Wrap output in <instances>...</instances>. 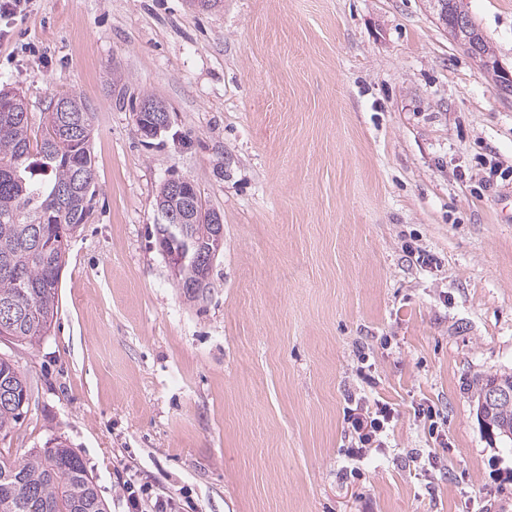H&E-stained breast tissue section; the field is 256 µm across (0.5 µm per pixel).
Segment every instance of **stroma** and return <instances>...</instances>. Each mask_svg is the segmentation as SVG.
Wrapping results in <instances>:
<instances>
[{
  "mask_svg": "<svg viewBox=\"0 0 512 512\" xmlns=\"http://www.w3.org/2000/svg\"><path fill=\"white\" fill-rule=\"evenodd\" d=\"M465 5L512 73V0ZM2 85L37 136L86 99L96 196L48 335L0 338L30 385L1 455L66 439L107 512L127 484L196 512H512L469 390L512 371V179L486 184L512 97L430 0H30L0 17ZM178 176L224 224L192 298L155 234ZM355 398L394 410L360 463ZM143 111L151 112L156 116L157 124L153 128L140 129L139 134L143 138L152 139L166 130L169 126V114L160 102L154 101L140 106Z\"/></svg>",
  "mask_w": 512,
  "mask_h": 512,
  "instance_id": "1",
  "label": "stroma"
}]
</instances>
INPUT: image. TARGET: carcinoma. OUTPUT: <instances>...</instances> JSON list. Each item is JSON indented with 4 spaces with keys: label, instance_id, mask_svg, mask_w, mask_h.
Instances as JSON below:
<instances>
[{
    "label": "carcinoma",
    "instance_id": "1",
    "mask_svg": "<svg viewBox=\"0 0 512 512\" xmlns=\"http://www.w3.org/2000/svg\"><path fill=\"white\" fill-rule=\"evenodd\" d=\"M463 0L438 5L448 13V29L478 61L492 59L472 19L456 22ZM92 123L90 105L69 96L63 112H48L41 137L31 135L29 116L0 95V337L30 345L49 332L58 310V288L66 265V238L86 223L92 209L95 169L90 137L61 132V118ZM178 213L193 222L197 239L213 234L200 223L201 205L191 194ZM179 286L201 287L199 268L187 262L176 271ZM490 381L512 389V374L476 376L469 389L475 402ZM26 375L0 358V432L8 431L28 403ZM512 423V401L487 414ZM32 448L17 459L0 457V512H106L82 459L64 442Z\"/></svg>",
    "mask_w": 512,
    "mask_h": 512
}]
</instances>
